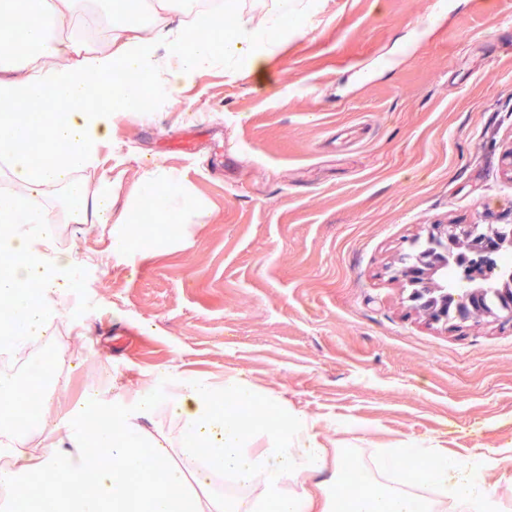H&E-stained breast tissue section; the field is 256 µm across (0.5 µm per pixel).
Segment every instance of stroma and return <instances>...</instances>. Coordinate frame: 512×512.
<instances>
[{
    "label": "stroma",
    "instance_id": "stroma-1",
    "mask_svg": "<svg viewBox=\"0 0 512 512\" xmlns=\"http://www.w3.org/2000/svg\"><path fill=\"white\" fill-rule=\"evenodd\" d=\"M299 33L268 65L274 84L219 70L118 113L78 172L112 185L94 224H58L80 262L47 335L64 356L30 437L40 448L91 400L120 410L177 374L234 373L316 419L335 459L354 448L500 449L486 476L512 512V332L494 317L427 325L388 268L428 224H512V0H298ZM432 22L418 28L423 16ZM174 167L200 211L142 224L133 260L112 253L145 170Z\"/></svg>",
    "mask_w": 512,
    "mask_h": 512
}]
</instances>
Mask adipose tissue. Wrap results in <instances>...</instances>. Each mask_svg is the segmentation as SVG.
<instances>
[{"label":"adipose tissue","mask_w":512,"mask_h":512,"mask_svg":"<svg viewBox=\"0 0 512 512\" xmlns=\"http://www.w3.org/2000/svg\"><path fill=\"white\" fill-rule=\"evenodd\" d=\"M102 0H0V13L14 14L16 27L0 31V163L10 187L0 189V223L15 233L0 239V301L9 316L0 334L23 343L42 335L48 322L45 300L70 293L80 265L53 249L50 229L56 217L49 197H57L74 224H87L112 202L111 186L101 182L87 194L76 172L93 167L110 137L119 112H148V97H170L201 72L264 70L289 26L301 12L293 0H276L260 22L242 10L240 0L200 7L197 0H118V20L108 21L104 51L89 50L95 35L89 22ZM153 22L144 35L143 22ZM231 38H224L225 29ZM54 102L32 143L28 131L34 104ZM24 111H16V104ZM138 202H150L154 224L179 223L190 204L184 178L175 168L145 172ZM262 411L263 423L277 422L268 446L248 450L244 416ZM168 415L180 425L179 452L198 465L205 478L221 477L239 486L261 480L251 500L212 492L192 496L185 474L170 468V451L157 438H141L137 421ZM96 431L87 439L86 428ZM315 423L289 409L282 396L258 394L238 377L223 384L206 378L175 381L167 395L135 397L121 426L110 421L103 403L68 423L49 448L8 446L14 468L0 471V512H33L36 491L56 489L50 512H497L485 474L499 462L489 448L451 456L421 448V474L399 469V448H379L373 467L355 465V492L345 499H315L301 482L326 468L314 435ZM154 448V468L141 462ZM437 496L422 493V486Z\"/></svg>","instance_id":"adipose-tissue-1"}]
</instances>
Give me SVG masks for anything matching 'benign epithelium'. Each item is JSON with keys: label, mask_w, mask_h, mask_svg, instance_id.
Segmentation results:
<instances>
[{"label": "benign epithelium", "mask_w": 512, "mask_h": 512, "mask_svg": "<svg viewBox=\"0 0 512 512\" xmlns=\"http://www.w3.org/2000/svg\"><path fill=\"white\" fill-rule=\"evenodd\" d=\"M511 248L512 236L502 234L492 224L485 225L481 232L472 225L432 224L427 230L426 247L415 254L402 255L393 278L414 286L409 299L428 322L448 323L451 308L461 321H475L486 314L483 303L489 293L512 289V273L495 276L489 272L475 280L464 269L461 279L474 287L461 288L454 295L448 291L453 286L448 280V250H461L462 265L467 267L472 253L492 254Z\"/></svg>", "instance_id": "benign-epithelium-1"}]
</instances>
